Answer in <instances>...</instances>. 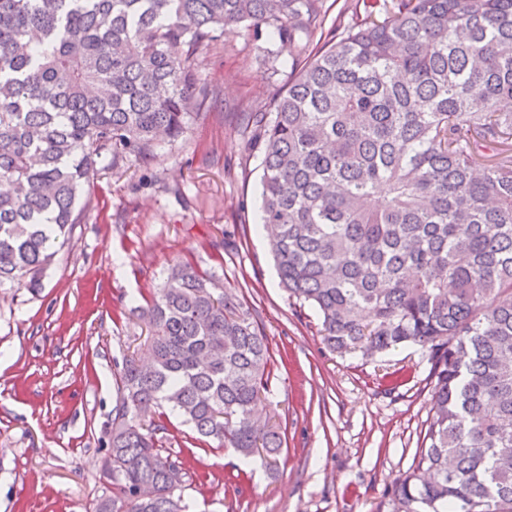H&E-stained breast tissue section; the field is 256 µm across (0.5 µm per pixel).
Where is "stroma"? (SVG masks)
<instances>
[{
	"mask_svg": "<svg viewBox=\"0 0 512 512\" xmlns=\"http://www.w3.org/2000/svg\"><path fill=\"white\" fill-rule=\"evenodd\" d=\"M294 56L273 35L225 34L203 62L214 97L189 131L145 158L99 163L42 290L0 287V512H94L122 360L148 335L142 307L186 261L232 289L267 336V404L288 446L271 478L162 417V446L194 468L190 512H377L412 467L431 408L427 352H329L316 311L280 287L259 228L260 154L243 115L287 88Z\"/></svg>",
	"mask_w": 512,
	"mask_h": 512,
	"instance_id": "35a3bbf8",
	"label": "stroma"
}]
</instances>
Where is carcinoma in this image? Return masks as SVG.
Instances as JSON below:
<instances>
[{
	"label": "carcinoma",
	"mask_w": 512,
	"mask_h": 512,
	"mask_svg": "<svg viewBox=\"0 0 512 512\" xmlns=\"http://www.w3.org/2000/svg\"><path fill=\"white\" fill-rule=\"evenodd\" d=\"M0 0V285L35 293L99 161L149 155L212 95L226 31L288 36V88L251 113L280 284L325 346L425 349L434 385L388 512H512V0ZM387 197L368 200L379 186ZM124 358L97 512H189L193 471L142 419L278 470L255 412L272 354L252 310L187 263ZM353 3L352 0H324L323 10L326 11L325 28L328 29L334 21L336 22V17L341 12H343L342 24L347 25L351 23Z\"/></svg>",
	"instance_id": "obj_1"
}]
</instances>
